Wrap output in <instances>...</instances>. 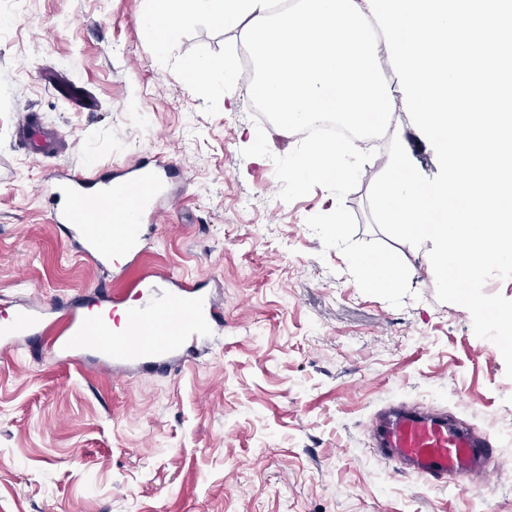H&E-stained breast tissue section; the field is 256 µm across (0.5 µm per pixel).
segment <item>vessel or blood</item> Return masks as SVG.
<instances>
[{
	"label": "vessel or blood",
	"mask_w": 512,
	"mask_h": 512,
	"mask_svg": "<svg viewBox=\"0 0 512 512\" xmlns=\"http://www.w3.org/2000/svg\"><path fill=\"white\" fill-rule=\"evenodd\" d=\"M50 84L75 109L95 110L90 91L68 75H54ZM177 172V164L170 161H136L116 173L92 177L67 170L48 181L43 193L54 223L65 228L80 255L105 269L117 256L142 257L148 224L178 202L169 190ZM137 285V302L126 310L122 333L74 312L59 318L55 308L28 298L0 323V339L45 341L47 355L69 353L78 366L89 362L115 371L141 365L162 371L168 362L182 358L188 340L209 335L221 322L217 304L200 281L175 280L165 293L160 281L149 275ZM58 327L64 339L53 338ZM371 432L383 457L404 463L416 474H454L476 483L489 473V436L459 425L447 414L390 406L376 415Z\"/></svg>",
	"instance_id": "1"
}]
</instances>
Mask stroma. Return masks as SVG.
Wrapping results in <instances>:
<instances>
[{
    "instance_id": "obj_1",
    "label": "stroma",
    "mask_w": 512,
    "mask_h": 512,
    "mask_svg": "<svg viewBox=\"0 0 512 512\" xmlns=\"http://www.w3.org/2000/svg\"><path fill=\"white\" fill-rule=\"evenodd\" d=\"M145 0H0V322L36 293L71 309L102 304L144 274L205 279L224 327L163 375L80 369L27 341L0 344V512H512V380L464 307L437 300L425 248L387 237L361 174L344 204L355 240L406 263L402 307L364 294L336 249L306 225L330 194L286 203L269 159L252 162L255 122L236 86L205 101L146 44ZM62 70L96 95L72 109L42 79ZM408 155L427 177L435 152L394 101ZM33 115L63 145L20 141ZM183 170L130 275L77 257L52 223L43 181L107 172L146 154ZM447 413L488 434L502 466L483 486L442 485L379 456L383 407Z\"/></svg>"
}]
</instances>
